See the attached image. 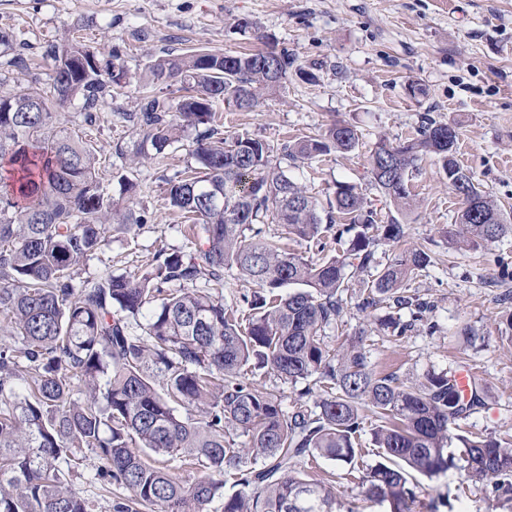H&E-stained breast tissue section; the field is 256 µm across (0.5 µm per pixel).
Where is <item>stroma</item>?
I'll return each instance as SVG.
<instances>
[{"instance_id":"obj_1","label":"stroma","mask_w":512,"mask_h":512,"mask_svg":"<svg viewBox=\"0 0 512 512\" xmlns=\"http://www.w3.org/2000/svg\"><path fill=\"white\" fill-rule=\"evenodd\" d=\"M243 21L251 29L240 30ZM3 28L46 76L53 68L43 56L47 42L72 32L100 58L118 51L133 74L149 52H236L258 47L259 36H269L314 70L318 81L289 78L281 93L263 97L253 112L220 107L224 130H244L276 145L318 134L334 120L355 125L361 139L354 152L288 169L319 204H326L335 182L348 181L359 186L381 220L395 216L368 181L371 149L382 136L412 137L429 116L456 125L459 162L512 222V0H0ZM412 83L420 85V95H411ZM139 95L132 84L124 96L98 108L92 145L109 194L119 195L120 176L129 174L137 184L135 209L146 221L113 231L80 264L74 285L106 272L132 271L162 249L195 251L186 219L168 205L165 192L166 179L193 162L190 140L170 147L164 162L146 158L130 171L114 152L116 144H134L132 129L116 115L134 111ZM414 192L413 209L403 218L406 240L431 250L436 261L414 275L407 294L429 305L432 329L402 336L376 332L371 315L355 308L362 292L355 281L345 295L347 324L331 333L329 344L363 333L376 369L406 383L470 366L481 380L482 405L463 427L483 435L512 434V346L502 343L497 325L501 313L512 310V277L502 272L512 268V237L477 252L450 247L445 231L460 204L433 158L421 161ZM464 324L474 331L471 339L455 334ZM97 466L94 453H87L73 487L93 512H109L113 501L130 493L102 480ZM315 473L334 482L344 512H382L363 499L357 485L338 479L334 462L320 460Z\"/></svg>"}]
</instances>
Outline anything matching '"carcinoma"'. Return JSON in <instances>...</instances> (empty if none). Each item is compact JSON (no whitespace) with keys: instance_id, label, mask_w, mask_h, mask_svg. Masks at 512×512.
<instances>
[{"instance_id":"carcinoma-1","label":"carcinoma","mask_w":512,"mask_h":512,"mask_svg":"<svg viewBox=\"0 0 512 512\" xmlns=\"http://www.w3.org/2000/svg\"><path fill=\"white\" fill-rule=\"evenodd\" d=\"M0 48L28 78L25 92L0 98V162L10 166L9 176L0 173V314L21 339L19 348H0V512H92L71 488L85 449L98 457L100 478L131 493L112 512L138 505L207 512L228 480L239 491L224 497V512H336L333 487L297 469L307 456L335 462L365 500L387 512H414L412 474L433 479L451 469L462 474L456 498L479 485L512 509V443L460 425L481 405L477 392L463 400L449 371L409 385L380 374L361 336L335 349L328 344L329 332L345 323L349 282L360 276L369 281L358 309L391 308L378 318L381 328L402 335L427 311L412 304L406 284L433 259L406 244L404 225L395 217L381 223L349 182H336L320 210L284 167L355 150L356 127L335 121L276 149L247 131L226 135L217 123L219 102L252 112L261 94L294 75L317 82L288 48L149 56L136 111L116 113L137 146L130 153L118 143L115 154L131 163L161 159L194 132V166L166 179V195L171 208L194 219L195 254L160 251L78 291L72 273L112 226L144 217L131 199L106 192L94 148L56 114L80 99L84 123L94 125L98 103L130 85L125 61L116 52L86 66L79 60L86 45L52 42L46 88L5 29ZM269 56L273 72L262 65ZM457 141V131L427 117L412 138H379L368 172L402 215L413 206L419 161L435 157L462 204L448 242L478 250L512 234V224L458 162ZM270 224L282 234H269ZM328 233L338 242L352 235L342 254L325 253ZM285 239L313 242L323 256L290 250ZM379 239L393 248L383 265L375 257ZM230 271L244 286L238 310L211 292ZM405 308L407 321L392 313ZM139 316L141 334L130 326ZM262 369L313 386L288 411L276 392L255 386ZM367 433L378 460L364 469L358 457ZM146 451L178 455L198 476L184 482L146 462Z\"/></svg>"}]
</instances>
